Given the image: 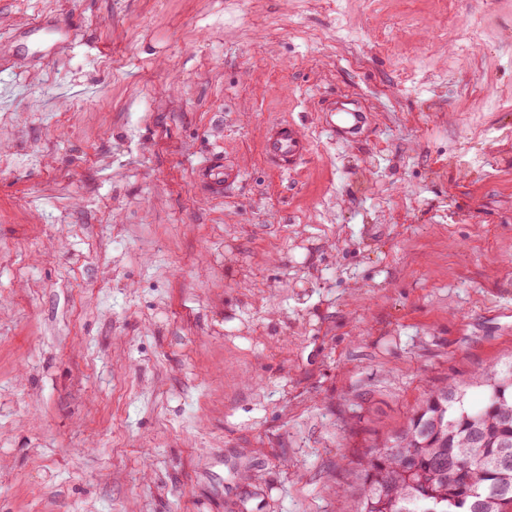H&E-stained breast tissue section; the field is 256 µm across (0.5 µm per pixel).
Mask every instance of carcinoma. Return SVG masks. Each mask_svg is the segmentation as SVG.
<instances>
[{
	"label": "carcinoma",
	"mask_w": 512,
	"mask_h": 512,
	"mask_svg": "<svg viewBox=\"0 0 512 512\" xmlns=\"http://www.w3.org/2000/svg\"><path fill=\"white\" fill-rule=\"evenodd\" d=\"M382 447L359 463L356 512H512V360L428 394ZM472 480L481 497H460Z\"/></svg>",
	"instance_id": "1"
}]
</instances>
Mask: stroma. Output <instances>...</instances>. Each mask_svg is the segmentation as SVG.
Returning a JSON list of instances; mask_svg holds the SVG:
<instances>
[{
  "label": "stroma",
  "mask_w": 512,
  "mask_h": 512,
  "mask_svg": "<svg viewBox=\"0 0 512 512\" xmlns=\"http://www.w3.org/2000/svg\"><path fill=\"white\" fill-rule=\"evenodd\" d=\"M0 93V512H353L512 359V0H0ZM341 124H336L335 129L342 134L344 139H354L361 134L364 125L367 123V114L362 111L344 112ZM295 129L283 130L269 135L266 138V152L269 157L279 162L288 161V156L297 154L295 149Z\"/></svg>",
  "instance_id": "1"
}]
</instances>
